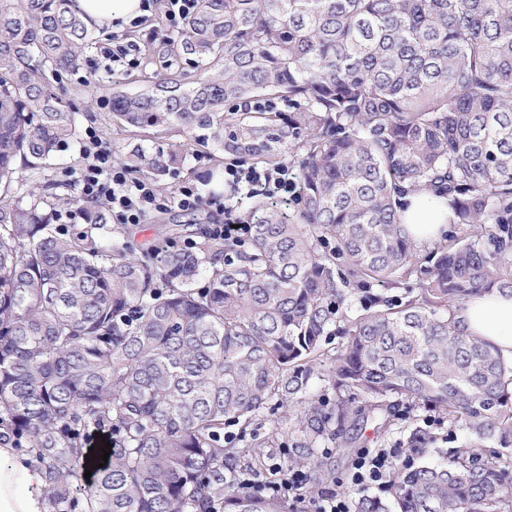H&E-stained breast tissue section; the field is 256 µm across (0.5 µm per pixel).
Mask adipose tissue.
Returning <instances> with one entry per match:
<instances>
[{
    "instance_id": "ef3b65f1",
    "label": "adipose tissue",
    "mask_w": 512,
    "mask_h": 512,
    "mask_svg": "<svg viewBox=\"0 0 512 512\" xmlns=\"http://www.w3.org/2000/svg\"><path fill=\"white\" fill-rule=\"evenodd\" d=\"M75 7L96 27L125 25L143 13L141 0H75ZM403 203L401 220L412 239L421 245L439 240L451 215L447 199L419 189L407 192ZM455 321L465 335L490 342L512 357V295L494 291L472 297L456 310ZM40 486L41 477L26 457L1 446L0 512H46Z\"/></svg>"
}]
</instances>
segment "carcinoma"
I'll return each instance as SVG.
<instances>
[{
    "label": "carcinoma",
    "instance_id": "cac0c4a2",
    "mask_svg": "<svg viewBox=\"0 0 512 512\" xmlns=\"http://www.w3.org/2000/svg\"><path fill=\"white\" fill-rule=\"evenodd\" d=\"M94 43L72 0H0V445L30 458L48 512H291L238 477L272 471L276 448L317 476L325 445L355 447L349 427L390 431L393 398L446 414L463 443L424 462L437 434L411 428L390 498L355 512H512V358L453 319L512 294V0H199L148 49L197 73L111 94L117 126L184 138L119 160L156 178L194 148L291 158L299 203H255L243 245L172 224L162 239L194 248L159 252L103 200L10 196L17 165L77 137L47 74ZM256 98L290 111L229 107ZM422 186L452 210L427 250L400 220ZM63 207L81 227L57 223ZM92 430L112 447L86 486Z\"/></svg>",
    "mask_w": 512,
    "mask_h": 512
}]
</instances>
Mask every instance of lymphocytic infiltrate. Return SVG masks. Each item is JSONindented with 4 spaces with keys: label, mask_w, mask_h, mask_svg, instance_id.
Here are the masks:
<instances>
[{
    "label": "lymphocytic infiltrate",
    "mask_w": 512,
    "mask_h": 512,
    "mask_svg": "<svg viewBox=\"0 0 512 512\" xmlns=\"http://www.w3.org/2000/svg\"><path fill=\"white\" fill-rule=\"evenodd\" d=\"M87 164L78 172L76 184L85 199L106 198L113 215L122 224L147 223L152 213L177 206L195 210L198 206H214L222 219L213 228L214 235L240 244L251 233L252 219L243 211L245 200L260 195L271 203L291 205L299 197L298 176L286 164L269 167L248 163L239 158L224 162V194L204 197L194 181L180 184L170 194L159 195L151 182L130 178L125 166L115 162L111 150L104 146L95 131H85L82 139ZM398 458L393 448H366L354 460L348 476V488H333L308 496V477L298 467L271 481L254 476L245 482L260 496L276 497L291 503L312 501L313 512H353V497L372 485H386L394 473Z\"/></svg>",
    "instance_id": "1"
}]
</instances>
